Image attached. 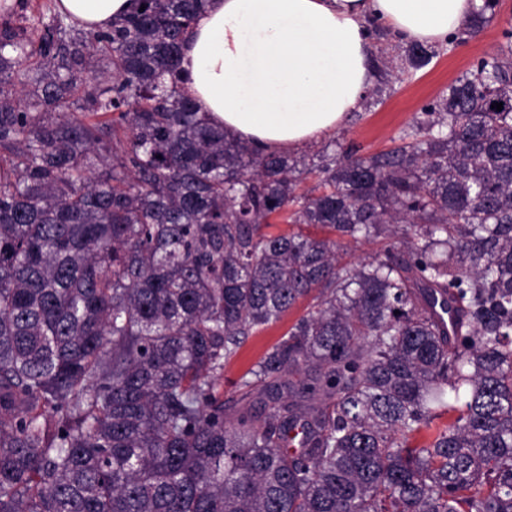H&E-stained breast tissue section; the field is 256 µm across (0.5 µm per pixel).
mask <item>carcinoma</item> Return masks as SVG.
I'll use <instances>...</instances> for the list:
<instances>
[{
    "label": "carcinoma",
    "mask_w": 512,
    "mask_h": 512,
    "mask_svg": "<svg viewBox=\"0 0 512 512\" xmlns=\"http://www.w3.org/2000/svg\"><path fill=\"white\" fill-rule=\"evenodd\" d=\"M206 3L0 23V512H512V28L401 146L294 157L177 90ZM307 299L228 423L224 365Z\"/></svg>",
    "instance_id": "1"
}]
</instances>
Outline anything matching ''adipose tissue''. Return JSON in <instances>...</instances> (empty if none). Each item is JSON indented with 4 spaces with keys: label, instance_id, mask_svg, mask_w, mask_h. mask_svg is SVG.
Listing matches in <instances>:
<instances>
[{
    "label": "adipose tissue",
    "instance_id": "adipose-tissue-1",
    "mask_svg": "<svg viewBox=\"0 0 512 512\" xmlns=\"http://www.w3.org/2000/svg\"><path fill=\"white\" fill-rule=\"evenodd\" d=\"M476 0H209L181 57L179 88L225 131L267 152L322 138L360 110L372 24L406 42L447 41ZM136 0H56L87 31Z\"/></svg>",
    "mask_w": 512,
    "mask_h": 512
}]
</instances>
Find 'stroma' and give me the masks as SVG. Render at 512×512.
<instances>
[{
  "mask_svg": "<svg viewBox=\"0 0 512 512\" xmlns=\"http://www.w3.org/2000/svg\"><path fill=\"white\" fill-rule=\"evenodd\" d=\"M512 26V0H500L497 16L476 32L459 28L452 45H437V54L424 67L411 68L407 56L408 43L400 41L389 30L372 31L374 51L370 86L380 89L379 102L370 108L351 113L349 119L333 132L334 140L355 146L360 154L371 155L391 150L401 143V136L424 107L446 91L448 85L480 58L503 44V31ZM288 314L281 322L250 336L238 353L224 366L222 390L224 415L235 420L247 410L259 408L260 395L242 397L233 386L276 343L295 321Z\"/></svg>",
  "mask_w": 512,
  "mask_h": 512,
  "instance_id": "obj_1",
  "label": "stroma"
}]
</instances>
